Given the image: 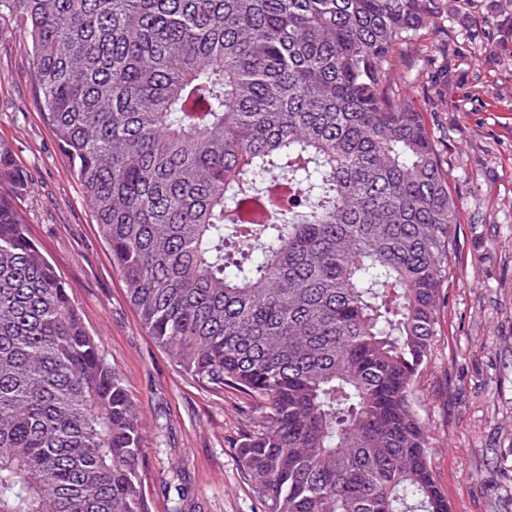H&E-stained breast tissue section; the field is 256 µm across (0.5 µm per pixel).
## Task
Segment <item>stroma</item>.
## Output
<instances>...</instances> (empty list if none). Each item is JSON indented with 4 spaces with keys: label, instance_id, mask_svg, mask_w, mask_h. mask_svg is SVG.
Wrapping results in <instances>:
<instances>
[{
    "label": "stroma",
    "instance_id": "35a3bbf8",
    "mask_svg": "<svg viewBox=\"0 0 512 512\" xmlns=\"http://www.w3.org/2000/svg\"><path fill=\"white\" fill-rule=\"evenodd\" d=\"M433 29L397 56L396 94L423 114L459 205L431 353L413 389L451 512H512V0H439ZM18 23H0V141L24 170L11 198L119 370L143 424L150 512L184 477L187 512H264L237 446L255 404L186 375L141 326L81 185L41 112Z\"/></svg>",
    "mask_w": 512,
    "mask_h": 512
}]
</instances>
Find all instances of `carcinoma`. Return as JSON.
Wrapping results in <instances>:
<instances>
[{"label": "carcinoma", "instance_id": "1", "mask_svg": "<svg viewBox=\"0 0 512 512\" xmlns=\"http://www.w3.org/2000/svg\"><path fill=\"white\" fill-rule=\"evenodd\" d=\"M437 0H0L149 336L258 402L265 512H449L413 408L458 203L392 61ZM0 181L26 186L0 143ZM120 374L0 195V512H149Z\"/></svg>", "mask_w": 512, "mask_h": 512}]
</instances>
